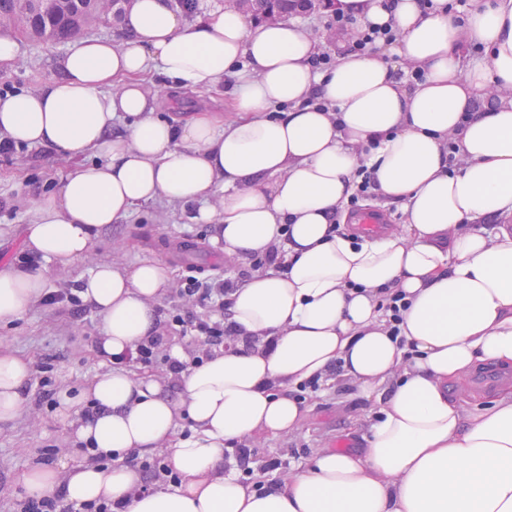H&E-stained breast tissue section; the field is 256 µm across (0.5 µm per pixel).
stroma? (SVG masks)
I'll use <instances>...</instances> for the list:
<instances>
[{
	"label": "stroma",
	"mask_w": 512,
	"mask_h": 512,
	"mask_svg": "<svg viewBox=\"0 0 512 512\" xmlns=\"http://www.w3.org/2000/svg\"><path fill=\"white\" fill-rule=\"evenodd\" d=\"M70 48L69 43L40 45L18 43V67L0 70V91H36L52 76L54 62ZM74 159L45 147L23 145L0 155V266L27 260L23 230L30 217V193L54 190L59 177L73 168ZM204 273L238 276L240 260L225 256L210 241L208 225L185 223L176 205H147L123 224L112 225L100 236L91 261L126 271L138 263L157 261L170 268L172 281L186 274L185 250ZM99 317L94 309L74 314L62 305L35 303L16 324L0 325V348L29 362L31 375L25 386L27 405L13 422L0 426V483L11 493L0 497V512H20L17 503L27 498L23 475L40 463L41 449H52V462L80 460L82 451L73 444L67 419L57 411V397L64 390H78L111 363L96 353ZM309 411L300 428L278 437L243 440L251 451V471L245 483L270 487L284 473L303 468L326 448H354L358 442L347 430L366 423L373 404L348 386L321 382L307 398Z\"/></svg>",
	"instance_id": "35a3bbf8"
}]
</instances>
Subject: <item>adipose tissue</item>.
Segmentation results:
<instances>
[{"label": "adipose tissue", "instance_id": "ef3b65f1", "mask_svg": "<svg viewBox=\"0 0 512 512\" xmlns=\"http://www.w3.org/2000/svg\"><path fill=\"white\" fill-rule=\"evenodd\" d=\"M334 8L399 36L377 56L337 34V62L322 68L300 22L254 27L218 8L191 24L169 0H135L112 37L76 40L38 91L0 97V131L15 144L78 161L32 199L23 244L36 261L0 267V325L42 297L49 269L86 261L145 204L183 206L230 256L283 245L288 264L247 278L227 310L239 336L273 348L214 353L175 397L121 369L62 393L63 414L94 406L72 415L87 455L63 471L33 466L23 477L31 497L105 499L124 512H512V385L468 415L454 390L484 366L512 368V0H476L460 23L448 0ZM465 39L485 57L466 59ZM405 63L422 80H399ZM172 85L223 94L232 118L159 117ZM362 167L403 214L378 237L332 229L348 218ZM169 279L159 262L78 276L102 356L153 335ZM385 286L409 302L400 345L378 308ZM336 366L378 408L358 448L323 450L264 491L225 468V444L296 431L295 388ZM30 374L0 350V424L23 412ZM161 452L180 480L143 490L139 462Z\"/></svg>", "mask_w": 512, "mask_h": 512}]
</instances>
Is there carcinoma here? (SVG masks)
Instances as JSON below:
<instances>
[{
  "label": "carcinoma",
  "instance_id": "carcinoma-1",
  "mask_svg": "<svg viewBox=\"0 0 512 512\" xmlns=\"http://www.w3.org/2000/svg\"><path fill=\"white\" fill-rule=\"evenodd\" d=\"M122 13L120 0H0V34L66 40Z\"/></svg>",
  "mask_w": 512,
  "mask_h": 512
}]
</instances>
